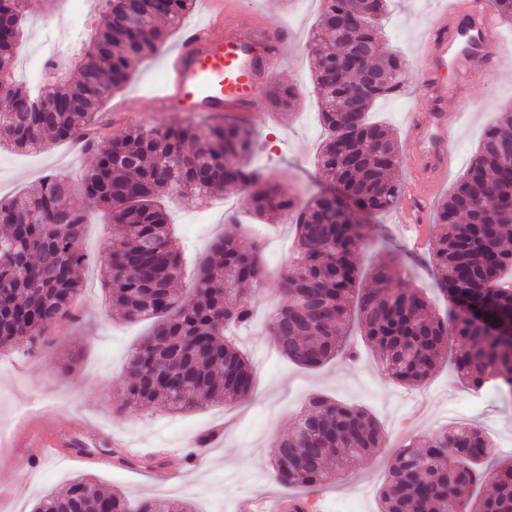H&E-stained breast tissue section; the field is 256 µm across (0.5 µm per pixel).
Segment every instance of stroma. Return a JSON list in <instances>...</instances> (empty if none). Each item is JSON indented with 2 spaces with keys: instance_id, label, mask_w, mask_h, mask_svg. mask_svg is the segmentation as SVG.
Wrapping results in <instances>:
<instances>
[{
  "instance_id": "35a3bbf8",
  "label": "stroma",
  "mask_w": 512,
  "mask_h": 512,
  "mask_svg": "<svg viewBox=\"0 0 512 512\" xmlns=\"http://www.w3.org/2000/svg\"><path fill=\"white\" fill-rule=\"evenodd\" d=\"M444 0H389L382 21L380 50L399 52L408 63L404 93L380 100L370 120L389 126L396 137L402 163L394 175L400 184L410 178L408 165L420 147L425 131L414 129L413 118L431 114L436 103L430 94L421 60L420 44ZM26 41L34 50L43 28L52 26L68 0H24ZM242 20H255L262 29L284 30L291 38L287 56L276 67L272 82L293 84L302 92L296 108L265 111L246 120L257 137L254 166L287 187L298 200L307 201L320 188L315 171L316 151L326 132L319 115L310 74L311 36L321 11V0H239ZM170 47L139 63L129 82L103 103L96 117L100 139L138 127L185 124L181 112H159L152 94L165 74ZM18 57L13 78L29 85L26 59ZM442 80L448 91L462 90L472 104L451 129L456 160L444 184L436 186L417 223L403 220L402 207L378 216L360 256L362 270L398 255L406 281L423 289L437 307H444L427 246L412 247L418 235H431L437 222L436 206L465 172L483 134L512 112V78L501 79L479 70L458 77L447 69ZM93 164L88 151L74 152L71 142L59 141L26 153L0 149V199L34 190L48 174L78 177ZM85 248L90 261L78 277L83 291L71 306V317L51 327L46 347L27 351H0V512H31L37 499L61 494L81 475L93 477L106 491L119 490L132 499L165 496L190 502L196 512H239L244 501H274L288 497L271 473V444L290 433L308 406L310 397L324 394L371 412L385 436L372 457L351 463L343 480L307 493L309 512H324L329 500L349 495L357 512H379L378 493L388 473L394 451L406 440L419 439L442 427L462 421L473 423L490 436L496 451L512 448V404L494 393L472 392L455 383L450 363H443L423 384L405 388L380 368L376 356L360 336H353L355 360L338 358L316 369H305L281 358L264 325L280 294L281 271L291 263L295 229L281 215L242 226L241 247L259 246L270 274L262 283V300L252 327L240 342L253 368L251 397L233 404H212L174 413L161 402L148 403L117 416L124 390L128 353L148 330V322L116 319L101 286L103 243L113 240L111 225L94 203H87ZM176 238L188 262L206 256L212 241L223 236L224 214L244 217V200L236 193L199 196L181 203L168 202ZM32 431L56 433L64 440L85 442L89 432H103L138 450L140 456L171 449L161 468L146 469L119 461L106 444L86 446L78 461L41 459L31 442L19 437L20 425ZM221 435L200 459L185 462L186 452L198 437L211 430Z\"/></svg>"
}]
</instances>
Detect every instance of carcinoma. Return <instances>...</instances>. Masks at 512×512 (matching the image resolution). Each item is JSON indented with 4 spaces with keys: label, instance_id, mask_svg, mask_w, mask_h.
Here are the masks:
<instances>
[{
    "label": "carcinoma",
    "instance_id": "1",
    "mask_svg": "<svg viewBox=\"0 0 512 512\" xmlns=\"http://www.w3.org/2000/svg\"><path fill=\"white\" fill-rule=\"evenodd\" d=\"M195 0H94L105 5L90 45L76 62L74 79L20 85L0 111V146L16 152L60 141L96 143L95 116L109 92L129 81L139 61L155 54L190 12ZM388 0H321L312 40V81L328 131L317 158L321 177L336 197L376 217L393 209L402 188L391 173L400 162L392 132L369 120L375 103L401 93L408 65L396 52L379 54L377 20ZM23 31L0 40V82L23 46ZM377 82L367 83L366 72ZM50 108L19 112L32 96ZM268 109L281 112L299 100L296 88L276 84L265 92ZM253 132L235 123L139 128L112 136L75 185L48 175L31 193L0 200L12 220L0 242V349L24 342L41 346L48 327L69 317L80 291L75 270L88 255L82 245L83 200L107 211L119 248L104 243V286L126 322L153 321L130 355L120 410L162 399L182 411L235 403L252 394L253 367L231 328L252 323L255 294L269 276L257 251L237 241L229 225L212 248L215 265L201 260L187 295L173 284L182 275L180 246L170 231L162 199H184L242 189L256 217L281 211L295 223L296 250L280 274L288 303L269 320L279 353L313 369L339 355L354 323L397 383L417 386L450 354L455 377L474 390L512 397V114L480 141L466 176L437 208L438 232L429 242L436 285L448 298L441 313L410 287L390 258L373 268L372 287L361 288L357 257L368 225L325 194L300 205L260 168L249 167ZM383 447L367 410L314 396L294 431L272 443V475L284 486L321 489L352 458ZM380 512H512V455L499 458L485 432L470 424L411 440L397 449L380 488ZM33 512H194L187 501L154 497L135 501L103 491L80 476L63 494L47 495Z\"/></svg>",
    "mask_w": 512,
    "mask_h": 512
}]
</instances>
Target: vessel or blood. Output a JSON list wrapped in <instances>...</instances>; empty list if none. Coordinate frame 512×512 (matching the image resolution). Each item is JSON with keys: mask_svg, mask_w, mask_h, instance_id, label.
Returning <instances> with one entry per match:
<instances>
[{"mask_svg": "<svg viewBox=\"0 0 512 512\" xmlns=\"http://www.w3.org/2000/svg\"><path fill=\"white\" fill-rule=\"evenodd\" d=\"M235 3L203 0V22L182 34L153 95L159 111L198 115L263 110L261 88L267 81L268 64L287 55L288 40L242 24L225 29L224 20L233 13ZM422 45V57L432 71L439 73L449 66L463 74L475 68L498 71L503 46L498 15L489 0H448ZM451 123L441 109L428 126V149L411 163L409 208L422 207L448 167Z\"/></svg>", "mask_w": 512, "mask_h": 512, "instance_id": "vessel-or-blood-1", "label": "vessel or blood"}]
</instances>
